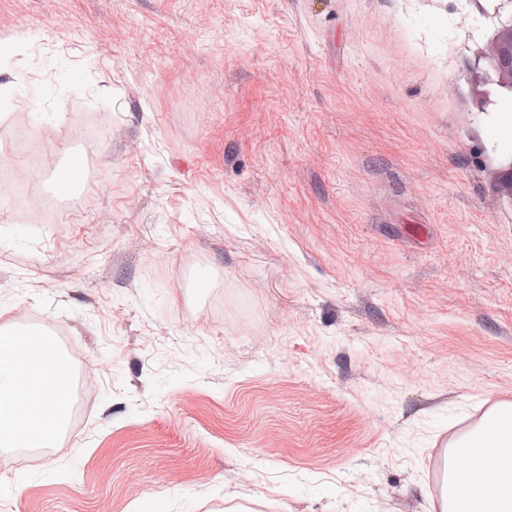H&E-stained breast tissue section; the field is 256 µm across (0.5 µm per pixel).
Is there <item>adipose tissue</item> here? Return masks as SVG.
I'll return each instance as SVG.
<instances>
[{
    "label": "adipose tissue",
    "mask_w": 512,
    "mask_h": 512,
    "mask_svg": "<svg viewBox=\"0 0 512 512\" xmlns=\"http://www.w3.org/2000/svg\"><path fill=\"white\" fill-rule=\"evenodd\" d=\"M73 376L52 339L0 340V447L52 448L66 432ZM463 475L445 473L440 512H512V405L499 406L456 443Z\"/></svg>",
    "instance_id": "adipose-tissue-1"
}]
</instances>
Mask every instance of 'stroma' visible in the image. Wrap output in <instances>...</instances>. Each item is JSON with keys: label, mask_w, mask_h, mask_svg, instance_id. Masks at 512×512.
<instances>
[{"label": "stroma", "mask_w": 512, "mask_h": 512, "mask_svg": "<svg viewBox=\"0 0 512 512\" xmlns=\"http://www.w3.org/2000/svg\"><path fill=\"white\" fill-rule=\"evenodd\" d=\"M494 6L0 0V166L87 170L55 224L0 190V329L88 396L0 512H431L512 403Z\"/></svg>", "instance_id": "obj_1"}]
</instances>
